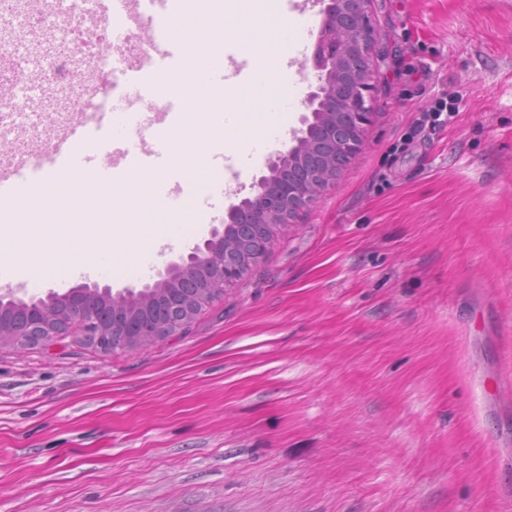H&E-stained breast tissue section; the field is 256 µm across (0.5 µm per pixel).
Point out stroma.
I'll return each mask as SVG.
<instances>
[{
	"label": "stroma",
	"mask_w": 512,
	"mask_h": 512,
	"mask_svg": "<svg viewBox=\"0 0 512 512\" xmlns=\"http://www.w3.org/2000/svg\"><path fill=\"white\" fill-rule=\"evenodd\" d=\"M370 15L363 148L242 282L135 351L0 347V512H512V0ZM109 211L90 249L147 247Z\"/></svg>",
	"instance_id": "obj_1"
}]
</instances>
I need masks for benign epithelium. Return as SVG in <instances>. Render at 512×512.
Returning <instances> with one entry per match:
<instances>
[{"label": "benign epithelium", "mask_w": 512, "mask_h": 512, "mask_svg": "<svg viewBox=\"0 0 512 512\" xmlns=\"http://www.w3.org/2000/svg\"><path fill=\"white\" fill-rule=\"evenodd\" d=\"M370 0H328L312 64L319 84L306 100L309 114L293 131L288 150L269 161V174L251 184L252 193L230 206L224 230L216 228L181 262L167 266L152 286L112 292L108 285L83 284L44 299L0 293V345L26 348L76 330L102 351H127L183 333L202 308L243 279L264 257L276 228L303 211L363 146L371 112L366 94L374 61L375 33ZM179 293L160 318L137 310L154 294Z\"/></svg>", "instance_id": "obj_1"}]
</instances>
